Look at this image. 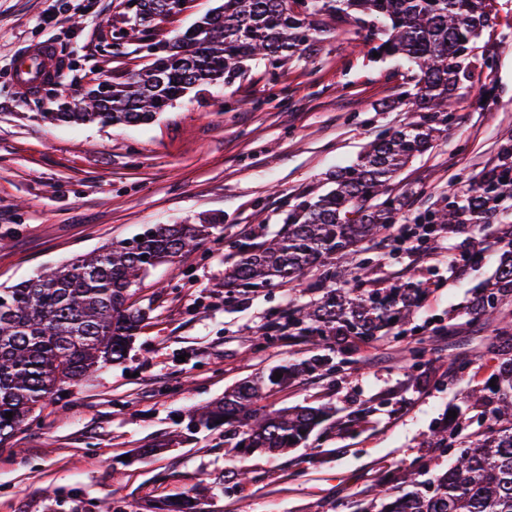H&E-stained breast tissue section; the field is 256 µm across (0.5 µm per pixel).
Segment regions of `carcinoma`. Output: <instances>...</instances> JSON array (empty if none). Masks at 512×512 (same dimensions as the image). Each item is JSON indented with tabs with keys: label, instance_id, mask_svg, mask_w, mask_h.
Wrapping results in <instances>:
<instances>
[{
	"label": "carcinoma",
	"instance_id": "cac0c4a2",
	"mask_svg": "<svg viewBox=\"0 0 512 512\" xmlns=\"http://www.w3.org/2000/svg\"><path fill=\"white\" fill-rule=\"evenodd\" d=\"M121 0L115 36L146 41L152 21L177 7L174 0ZM494 0H310L301 11L294 0H224L179 33L165 54L119 81L110 90L95 85L83 105L51 113L54 121L137 125L155 118L192 89L244 76L248 62L260 59L276 69L317 34L313 17L325 10L358 12L384 22L369 29L365 42L382 35L374 50L404 55L417 67L411 89L401 93L408 121L375 138L360 162L336 174V188L305 198L285 210L279 239L249 246L224 273V284L264 288L290 283L317 270L322 299L288 312V329L326 340L353 336L371 341L392 319L403 321L420 299L417 288L378 289L359 299L336 287L331 260L372 240L395 223V209L378 198L414 158L433 145L448 126L453 98L471 77L476 47L495 18ZM512 211V144L497 162L472 182L467 193L432 216L436 224H505L499 214ZM224 223L165 224L143 233L142 241H114L96 253L78 256L35 279L0 288V444L11 438L38 405L65 384L94 375L122 360L145 319L130 304L132 287L158 264L210 235ZM493 280L475 299L479 315L512 299V231L504 232ZM322 366L320 359L270 371L224 392L205 407L197 422L205 427L227 418L240 457L255 451L280 455L308 439L328 416L324 407L299 406L266 411L258 402L275 386ZM281 373L276 378L275 373ZM495 386L472 390L466 401L477 411L478 429L449 423L432 432L436 448H454L455 464L426 480L427 464L404 468L399 480L413 490H383L377 512H512V356L499 352L491 375ZM12 418H6V413Z\"/></svg>",
	"mask_w": 512,
	"mask_h": 512
}]
</instances>
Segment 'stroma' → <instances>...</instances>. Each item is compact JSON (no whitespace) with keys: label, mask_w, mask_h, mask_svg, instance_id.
I'll use <instances>...</instances> for the list:
<instances>
[{"label":"stroma","mask_w":512,"mask_h":512,"mask_svg":"<svg viewBox=\"0 0 512 512\" xmlns=\"http://www.w3.org/2000/svg\"><path fill=\"white\" fill-rule=\"evenodd\" d=\"M119 3L0 0V284L157 224L222 223L143 279L132 302L145 319L121 362L64 386L0 444V512H158L159 499L200 485L208 489L202 512H336L338 501L376 497L380 475L417 458L447 471L451 457L431 447L430 434L487 381L496 331L512 321V304L489 317L471 312L498 266V225L459 224L436 242L438 252L459 253L481 240L460 275L404 250L386 253L380 238L336 257L337 286L353 287L360 269L373 288L424 289L403 323L370 342L316 345L271 332L289 308L321 299L317 271L274 288L224 284L243 247L281 230L288 206L334 188L337 171L405 122L397 100L414 83L411 64L374 56L361 43L365 24L331 10L317 16L315 41L289 57L277 82L255 61L244 77L198 87L148 124L48 120L74 105L79 88L150 62L144 49L101 51ZM39 44L80 64L75 84L54 100L14 79L21 50ZM475 54L452 124L391 187L401 200L397 223L444 210L497 161L512 130V0H497ZM316 357L329 359L330 370L265 400L277 409L330 408L306 445L241 458L223 428L191 421L195 407L243 380Z\"/></svg>","instance_id":"1"}]
</instances>
